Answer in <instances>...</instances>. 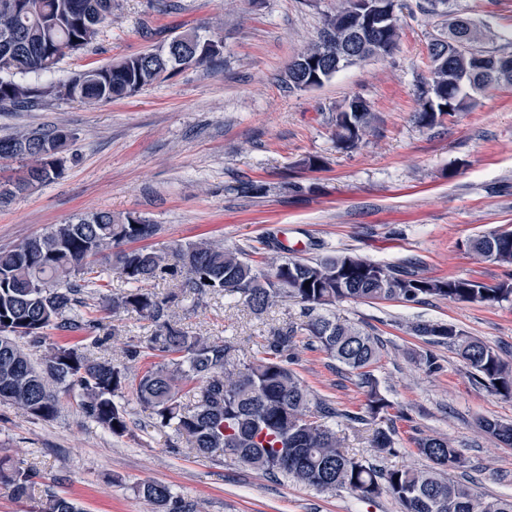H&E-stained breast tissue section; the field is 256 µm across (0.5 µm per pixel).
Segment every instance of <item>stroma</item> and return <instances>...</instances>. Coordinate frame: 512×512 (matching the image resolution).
I'll return each mask as SVG.
<instances>
[{
	"label": "stroma",
	"mask_w": 512,
	"mask_h": 512,
	"mask_svg": "<svg viewBox=\"0 0 512 512\" xmlns=\"http://www.w3.org/2000/svg\"><path fill=\"white\" fill-rule=\"evenodd\" d=\"M425 0H403L393 52L338 72L312 90L288 88L290 61L319 38L336 0H120L111 24L84 51L66 56L38 84L136 55L176 33L203 27L223 40L221 61L176 72L133 97L94 105L48 99L0 112V136L68 129L65 171L0 208V248L41 235L73 215L109 211L158 227L148 244L164 248L207 238L266 255L265 240L287 239L296 256L338 253L410 267L424 276L453 275L493 285L507 271L469 251L472 238L512 230V85L476 95L473 105L430 129L416 125L417 90L430 77L428 45L447 36L450 15L483 32L485 53L512 52V0H450L426 13ZM362 98L375 135L352 151L332 139L337 112ZM322 159L321 169L303 159ZM176 321L200 335L230 337L241 358L260 356L269 330L303 320L285 299L262 315L218 295L201 306L173 308ZM337 319L378 336L384 350L373 374L390 403L396 453L389 469L422 468L414 441L448 438L467 460L455 471L483 496L512 497V447L480 431L478 418L512 421V398L491 394L455 351L409 333L418 322H448L512 361V301L494 305L431 299L336 305ZM153 326L134 315L105 317L95 357L122 362L127 345L146 341ZM429 350L439 367L411 359ZM293 369L337 410H358L364 392L354 374L298 336ZM59 412L38 421L0 404V461L36 472L28 497L0 488V512H38L45 485L84 512H153L136 492L145 480L168 485L199 512H401L392 498L361 499L347 491L320 494L228 458L173 450L170 429L153 427L132 393L122 437L85 419L73 392L58 395Z\"/></svg>",
	"instance_id": "obj_1"
}]
</instances>
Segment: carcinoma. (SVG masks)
Here are the masks:
<instances>
[{
	"mask_svg": "<svg viewBox=\"0 0 512 512\" xmlns=\"http://www.w3.org/2000/svg\"><path fill=\"white\" fill-rule=\"evenodd\" d=\"M6 2L0 0V110L32 107L48 97L45 86L22 77L52 72L66 55L86 49L117 7L115 0H21L26 10L13 12L4 9ZM349 5L350 0H341L326 16L319 42L288 65V88H300L295 66L304 75L317 73L316 86L321 87L342 69L393 51L399 37L395 22L368 37L359 56L336 62V47L351 42L341 18ZM476 34L470 19L457 16L448 24V42L429 44L431 75L419 90L414 112L419 127L430 129L441 123L444 113L466 109L474 95L504 82L512 84V72L499 69L502 56L486 55L474 46ZM201 38L198 30L188 29L174 43L88 68L50 88L56 98L87 103L132 97L173 75L179 65L207 64L222 54L218 50L197 58ZM478 55L487 59L482 72L472 66ZM374 131L366 108L336 113L338 149L353 150ZM70 138L69 131L59 127L48 133L35 130L0 137V162H17L18 171L28 172L26 177L0 181V189H7L0 205L59 178L63 158L50 161L44 152L49 146L63 150ZM156 231L157 225L139 216L99 211L78 214L40 236L0 250V403L13 404L35 419L51 420L58 413L54 388L77 390L85 418L120 437L129 432V421L116 398L131 388L150 410L153 426L172 430L177 441L198 457L223 454L273 478L290 479L322 493L346 490L364 499L390 496L402 512H512V497L485 498L449 476V471L465 466V459L446 438L415 439L419 453L431 462L425 468L383 469L349 454L333 427L336 408L317 397L290 368L301 333L355 373L364 389L359 411L341 417L358 423L382 421L390 403L371 371L380 358L381 340L325 309L351 300L406 303L427 297L500 303L512 299L511 278L490 286L472 278L422 276L350 254L297 258L270 245L267 249L275 255L265 258L262 268L243 249L205 240L163 250L134 246ZM469 247L480 261L512 266V231L476 237ZM105 251L127 288L112 296L103 310L114 316L135 314L153 323L155 332L146 349L162 362L131 377L126 366L91 356L78 341L64 340L49 345L42 364L35 365L26 346L44 343L49 329L83 334L95 345L100 342L95 332L102 321L78 308L86 306L83 294L98 287L94 265ZM177 273L182 276L178 291L165 298L144 287ZM215 294L241 301L257 315L293 299L302 305L306 321L271 329L263 356L246 361L234 340L195 334L170 318L178 296H191L199 304ZM410 329L429 344L454 348L479 384L493 394L512 397V361L496 349L447 323L421 322ZM477 425L512 447V423L481 417ZM373 448L379 458L396 453L390 429H375ZM34 478L29 470L0 463V485L18 499L28 496ZM136 491L155 512H199L165 484L144 481ZM41 512L83 509L49 488Z\"/></svg>",
	"mask_w": 512,
	"mask_h": 512,
	"instance_id": "obj_1",
	"label": "carcinoma"
}]
</instances>
